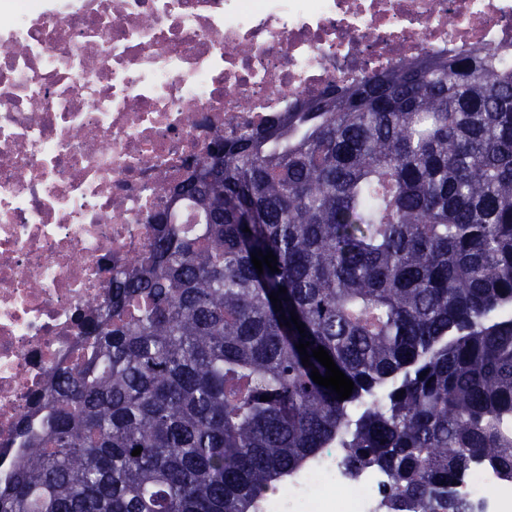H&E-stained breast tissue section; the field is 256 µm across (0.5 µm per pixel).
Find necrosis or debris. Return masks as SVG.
Instances as JSON below:
<instances>
[{
    "label": "necrosis or debris",
    "mask_w": 512,
    "mask_h": 512,
    "mask_svg": "<svg viewBox=\"0 0 512 512\" xmlns=\"http://www.w3.org/2000/svg\"><path fill=\"white\" fill-rule=\"evenodd\" d=\"M512 44V0H0V443L85 351L108 267L147 249L151 215L216 134L403 59ZM386 473L339 449L264 512H386ZM473 512H512L478 464Z\"/></svg>",
    "instance_id": "obj_1"
}]
</instances>
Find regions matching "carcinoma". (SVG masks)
Here are the masks:
<instances>
[{"label":"carcinoma","mask_w":512,"mask_h":512,"mask_svg":"<svg viewBox=\"0 0 512 512\" xmlns=\"http://www.w3.org/2000/svg\"><path fill=\"white\" fill-rule=\"evenodd\" d=\"M511 53L405 60L216 135L224 223L187 196L201 233L154 220L148 253L109 267L0 512H257L326 448L385 471L393 512H471L464 470L512 475ZM301 338L349 398L312 380Z\"/></svg>","instance_id":"1"}]
</instances>
